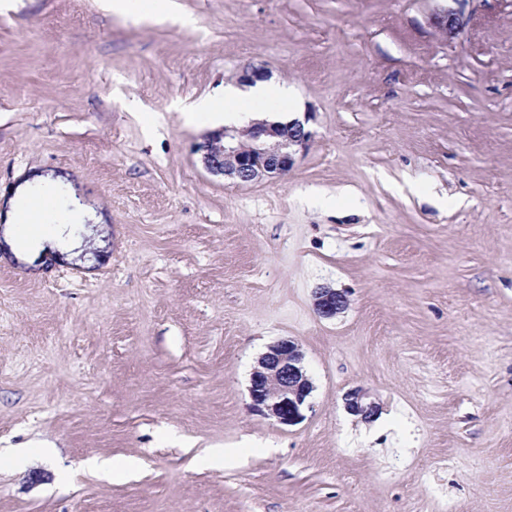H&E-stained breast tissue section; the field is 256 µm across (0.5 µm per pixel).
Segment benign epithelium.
Returning <instances> with one entry per match:
<instances>
[{"mask_svg": "<svg viewBox=\"0 0 512 512\" xmlns=\"http://www.w3.org/2000/svg\"><path fill=\"white\" fill-rule=\"evenodd\" d=\"M436 28L444 36L457 35L464 21L446 12L437 18ZM310 138L311 133L298 121L280 124L262 120L242 130L224 128L200 149L210 172L249 183L287 174L294 165L296 149L306 148ZM314 306L320 316L330 318L344 309L346 298L334 289L321 288L315 294ZM302 361L299 345L282 339L268 348L252 372L250 395L254 405L281 424L293 425L303 419L302 410L313 390ZM347 408L364 419L377 410L358 393L347 399Z\"/></svg>", "mask_w": 512, "mask_h": 512, "instance_id": "obj_1", "label": "benign epithelium"}]
</instances>
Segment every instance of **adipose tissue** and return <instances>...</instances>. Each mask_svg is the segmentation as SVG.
<instances>
[{"label": "adipose tissue", "instance_id": "1", "mask_svg": "<svg viewBox=\"0 0 512 512\" xmlns=\"http://www.w3.org/2000/svg\"><path fill=\"white\" fill-rule=\"evenodd\" d=\"M105 9L124 17L142 20L170 22L183 27L193 24L191 16L183 12L178 0H102ZM289 92L283 86L269 81L256 82L248 91L228 87L224 90L223 105L209 101L199 103L193 112L188 113L189 122L196 124L226 125L239 123L248 110V104L260 100H281Z\"/></svg>", "mask_w": 512, "mask_h": 512}]
</instances>
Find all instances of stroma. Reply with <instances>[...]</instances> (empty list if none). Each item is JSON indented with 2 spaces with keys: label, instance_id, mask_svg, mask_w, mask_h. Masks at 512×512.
I'll list each match as a JSON object with an SVG mask.
<instances>
[{
  "label": "stroma",
  "instance_id": "obj_1",
  "mask_svg": "<svg viewBox=\"0 0 512 512\" xmlns=\"http://www.w3.org/2000/svg\"><path fill=\"white\" fill-rule=\"evenodd\" d=\"M179 2L0 12V512H512V0ZM247 67L312 139L239 184L185 114ZM43 188L67 217L20 243ZM282 338L290 426L250 396ZM104 8L113 14L124 17H137L141 20L170 22L182 27H190L194 20L183 12L175 0H102ZM314 306L320 316L330 318L344 309L346 298L335 289L321 288L315 294ZM303 353L293 340L268 348L251 375L250 395L257 408L285 425L298 423L313 386L303 366Z\"/></svg>",
  "mask_w": 512,
  "mask_h": 512
}]
</instances>
